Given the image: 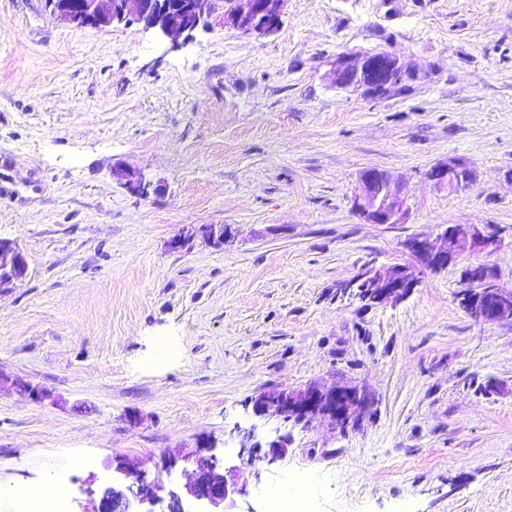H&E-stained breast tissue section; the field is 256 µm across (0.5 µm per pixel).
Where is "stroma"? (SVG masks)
I'll return each instance as SVG.
<instances>
[{"instance_id": "35a3bbf8", "label": "stroma", "mask_w": 512, "mask_h": 512, "mask_svg": "<svg viewBox=\"0 0 512 512\" xmlns=\"http://www.w3.org/2000/svg\"><path fill=\"white\" fill-rule=\"evenodd\" d=\"M381 52L419 80L336 87L337 57ZM449 159L466 189L430 178ZM370 168L403 180L404 223L353 211ZM199 224L234 233L170 249ZM451 224L497 237L484 261L512 289V0H285L263 38L219 5L175 44L0 0V238L30 263L0 290V512L48 482L68 512L141 475L178 492L167 461L211 455L254 512L294 473L312 512H512V325L467 315L461 262L373 307L344 289ZM311 383L358 388L357 423L254 415ZM250 427L286 456L244 464ZM115 177L121 185L132 195L147 198L159 192V186L148 180L143 173L123 168H116Z\"/></svg>"}]
</instances>
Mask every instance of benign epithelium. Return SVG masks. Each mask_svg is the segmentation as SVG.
Listing matches in <instances>:
<instances>
[{
	"label": "benign epithelium",
	"instance_id": "obj_1",
	"mask_svg": "<svg viewBox=\"0 0 512 512\" xmlns=\"http://www.w3.org/2000/svg\"><path fill=\"white\" fill-rule=\"evenodd\" d=\"M283 0H241L239 8L224 12L225 22L245 35L266 37L282 23L279 3ZM52 14L58 21L77 28L93 27L106 30L131 22H142L158 30L175 42L188 39L211 16L215 0H48ZM336 86L361 90L371 96L385 95L392 89L419 79V74L404 67L390 53L363 56L354 62L347 57L336 60L333 69ZM115 177L132 195L147 198L159 192V187L143 173L117 168ZM430 177L450 190H460L472 181L471 168L454 159L434 166ZM353 211L368 224H399L406 214L405 186L391 173L368 169L359 176L358 190L351 198ZM232 234L230 224H200L186 228L173 238L169 246L175 250L189 247L197 237L214 248L224 245ZM497 241L485 235L474 224H451L439 235V241L416 237L407 242V248L431 270H442L477 253L487 252ZM29 262L19 244L0 238V290L27 278ZM465 290L462 305L475 321L488 324H512V289L498 288L492 283L490 268L485 263L473 262L465 269ZM358 298L367 305L389 298H402L420 284L413 266L367 268L348 287L357 283ZM360 396L350 387L309 385L296 391L263 394L254 400L256 415L267 421L290 420L345 428L357 416ZM217 457L196 460L190 469L183 468L185 489L192 500L207 506L206 512H230L236 496L243 488L235 480L218 471ZM161 484L143 480L137 487L111 486L99 493L92 512H130L129 497L152 506L159 504Z\"/></svg>",
	"mask_w": 512,
	"mask_h": 512
}]
</instances>
